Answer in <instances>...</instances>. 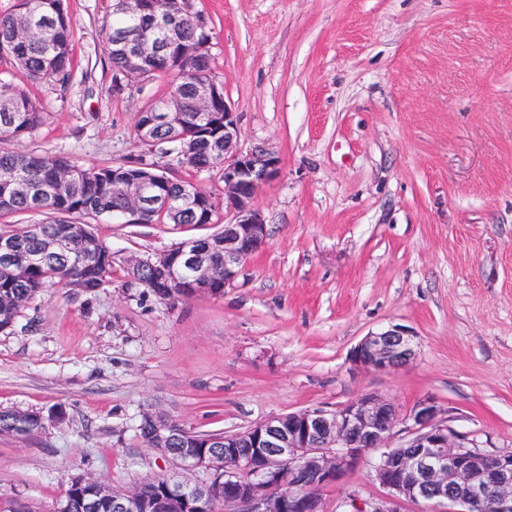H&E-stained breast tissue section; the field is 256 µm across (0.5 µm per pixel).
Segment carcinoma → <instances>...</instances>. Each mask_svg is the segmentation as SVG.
<instances>
[{"label": "carcinoma", "mask_w": 512, "mask_h": 512, "mask_svg": "<svg viewBox=\"0 0 512 512\" xmlns=\"http://www.w3.org/2000/svg\"><path fill=\"white\" fill-rule=\"evenodd\" d=\"M138 42L159 39L167 50L141 61L137 74L169 78L168 95L148 103L139 112L135 127L153 119L154 143L167 157L163 169L133 155L121 165L84 167L67 156L48 153H18L3 143L21 138L38 128L44 118L43 103L28 89L0 79V239L11 244L12 260L0 256V333L12 330L24 308L44 288L53 283L77 287L94 296L112 283V249L100 241L91 226L80 221L85 216L119 218L126 208L123 186L132 179L152 185L155 196L169 201L147 206L138 216L140 224H208L214 204L191 178L171 173L185 169L199 172L222 157L224 143V100L219 95L211 107L195 106L197 88L207 82L202 72L208 60L196 54L209 41V27L198 17H187L181 0H156L155 10L130 15L117 10L107 35V53L112 69L132 71L129 50L119 44L125 38ZM72 28L63 0H17L16 8L0 14V61L9 62L32 84L51 81L61 86L73 76ZM5 216H27L19 228L1 221ZM78 232L71 238L69 257L50 254L54 239L71 225ZM94 243L84 253L83 239ZM162 303L188 298L181 288L152 291ZM66 411L58 409L40 420H19L13 409L0 410V435L31 437L49 422H60ZM182 439L174 448L205 447L214 435L176 424ZM94 494L85 474L67 476L61 498L70 512H81L80 501Z\"/></svg>", "instance_id": "1"}]
</instances>
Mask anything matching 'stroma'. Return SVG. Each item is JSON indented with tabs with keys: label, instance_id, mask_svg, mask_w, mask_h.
<instances>
[{
	"label": "stroma",
	"instance_id": "35a3bbf8",
	"mask_svg": "<svg viewBox=\"0 0 512 512\" xmlns=\"http://www.w3.org/2000/svg\"><path fill=\"white\" fill-rule=\"evenodd\" d=\"M241 146L273 147L254 204L268 246L223 296L173 306L125 289L147 257L213 224L91 219L112 248L95 296L52 285L0 334V408L67 418L0 436V508L53 512L68 472L117 488L171 471L134 424L147 405L237 432L364 394L435 397L482 452L512 450V0H197ZM74 83L40 84L44 122L9 142L93 167L136 153L167 77L112 90L111 0H65ZM414 331L415 360L367 372L369 333Z\"/></svg>",
	"mask_w": 512,
	"mask_h": 512
}]
</instances>
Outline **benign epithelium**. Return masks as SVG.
<instances>
[{
  "label": "benign epithelium",
  "mask_w": 512,
  "mask_h": 512,
  "mask_svg": "<svg viewBox=\"0 0 512 512\" xmlns=\"http://www.w3.org/2000/svg\"><path fill=\"white\" fill-rule=\"evenodd\" d=\"M241 129L236 112L224 103V148L219 161L223 170L224 197L215 210H224V263L213 262L209 251L194 239L173 246L179 262L169 251L146 259H132L131 280L152 290L163 284L191 281L192 295H208L209 285L235 284L244 265L267 245L270 237L262 212L254 206L259 189L280 171V157L270 148L239 146ZM130 211L147 204L149 194L136 180L126 185ZM147 266L160 268L158 281L140 278ZM417 354L416 336L403 325L371 333L354 348L352 361L364 370L387 371L411 363ZM444 409L432 397L416 401L402 411L392 401L365 393L332 408L293 411L258 422L243 431L226 433L213 440L208 452L171 444L179 433L162 410L148 407L146 434L154 450L174 461L183 474L167 476L165 494L157 505H168L170 492H180L183 504L202 502L224 487L223 512H325L324 499L316 488L344 483L370 451L377 452L371 465L372 480L384 495L365 500L357 490L346 493L350 512H399L402 501L444 506L442 512H473L484 502L495 512H512V451L486 454L477 439L448 426ZM406 444L393 445L398 432ZM262 458L264 470L248 482L238 478L247 457ZM197 474L195 480L186 473ZM96 495L82 502V512H99L101 503L112 512H136L142 493L153 483L146 478L126 489H115L89 475Z\"/></svg>",
  "instance_id": "1"
}]
</instances>
